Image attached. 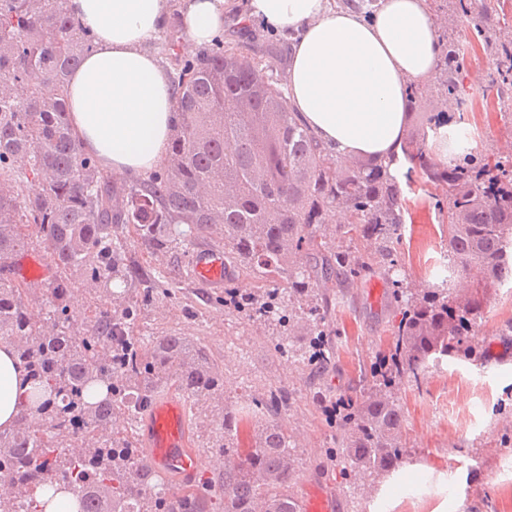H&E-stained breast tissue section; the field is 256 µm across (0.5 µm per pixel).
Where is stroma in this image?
<instances>
[{"label": "stroma", "instance_id": "obj_1", "mask_svg": "<svg viewBox=\"0 0 512 512\" xmlns=\"http://www.w3.org/2000/svg\"><path fill=\"white\" fill-rule=\"evenodd\" d=\"M430 8L441 35L473 46L463 82L473 108L459 115L465 135L475 141L476 155L503 154L512 144V113L501 112L499 105L512 103V81L498 76V61L484 40L512 24V0H430ZM224 39L283 77L292 45L287 34L259 25L244 31L230 20ZM408 199L400 261L330 295L320 325L336 358L325 377L309 375L293 358L277 353L275 331L259 317L225 306L223 289L200 287L190 276L189 245L156 255L130 245L132 262L143 273L163 274L174 290L172 297L142 309L135 332L177 331L223 359L227 407H246L270 385L289 392L286 419L296 445L298 495L319 488L335 501V512H512V493L502 487L512 480V443L503 444L497 413L501 406L512 407V343L496 340L512 323V288L506 286L487 293L479 322L480 334L495 341L492 361L443 360L430 365L421 386L400 387L407 450L402 468L370 489L344 477V463L328 454L338 436L315 394L325 387L334 396L366 390L363 373L387 348L401 317V305L390 295L392 281H423L435 288L444 277L433 265L448 252L435 201L418 188Z\"/></svg>", "mask_w": 512, "mask_h": 512}]
</instances>
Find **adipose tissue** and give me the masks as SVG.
<instances>
[{"label":"adipose tissue","mask_w":512,"mask_h":512,"mask_svg":"<svg viewBox=\"0 0 512 512\" xmlns=\"http://www.w3.org/2000/svg\"><path fill=\"white\" fill-rule=\"evenodd\" d=\"M95 47L66 83L72 133L112 174L144 176L163 161L175 90L146 44L180 20L195 50L224 34L228 17L292 34L284 81L293 111L342 156L399 154L410 86L441 62L427 0H378L372 11L335 0H65ZM33 383L12 347L0 346V429H12Z\"/></svg>","instance_id":"obj_1"}]
</instances>
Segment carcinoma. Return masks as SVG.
<instances>
[{
  "label": "carcinoma",
  "instance_id": "cac0c4a2",
  "mask_svg": "<svg viewBox=\"0 0 512 512\" xmlns=\"http://www.w3.org/2000/svg\"><path fill=\"white\" fill-rule=\"evenodd\" d=\"M65 0H0V270L28 246L49 257L54 276L39 303L19 281L0 277V345L13 348L36 385L17 423L0 431V512H42L32 490L74 493L79 512H299L292 435L281 416L288 395L268 387L253 406H224V367L189 337L134 334L140 307L113 284H135L143 302L172 295L158 276L127 263L129 238L151 253L177 250L215 224L228 266L272 286L259 299L228 280L237 311L276 322L298 348L280 353L319 370L331 361L318 322L296 321L293 305L328 306L331 289L397 261L403 195L388 165L339 158L290 112L287 88L239 48L217 40L195 58H175L176 122L163 166L144 179L117 181L81 152L72 136L64 87L92 48L70 22ZM502 78L512 76V42H496ZM469 46L446 43L441 73L409 97L416 122L403 141L406 176L448 199V278L440 288L392 282L403 303L392 344L369 368L370 386L341 395L327 414L339 434L333 452L344 475L363 482L401 467L405 455L402 382L421 383L443 357L485 362L490 342L477 320L484 295L512 281V155L434 163L438 100L458 89ZM338 207L346 224L330 233ZM312 263L301 268L298 256ZM479 272L475 289L448 287L458 271ZM89 282L94 309L75 317L71 288ZM172 379L210 422L205 447L223 470L172 497L138 447L137 419ZM103 385L90 403L86 391Z\"/></svg>",
  "mask_w": 512,
  "mask_h": 512
}]
</instances>
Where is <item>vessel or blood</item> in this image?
I'll return each instance as SVG.
<instances>
[{"label": "vessel or blood", "mask_w": 512, "mask_h": 512, "mask_svg": "<svg viewBox=\"0 0 512 512\" xmlns=\"http://www.w3.org/2000/svg\"><path fill=\"white\" fill-rule=\"evenodd\" d=\"M228 274L222 251L197 246L192 260V276L199 285L223 287ZM145 435L151 469L162 475L177 474L189 484L194 482L199 463L187 443L186 413L181 400L174 397L156 400L145 421Z\"/></svg>", "instance_id": "obj_1"}]
</instances>
